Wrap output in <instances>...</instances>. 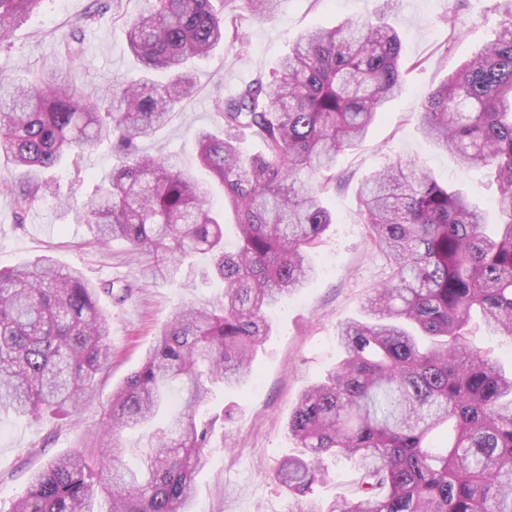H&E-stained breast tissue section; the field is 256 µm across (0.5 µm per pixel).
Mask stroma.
Masks as SVG:
<instances>
[{
    "label": "stroma",
    "mask_w": 512,
    "mask_h": 512,
    "mask_svg": "<svg viewBox=\"0 0 512 512\" xmlns=\"http://www.w3.org/2000/svg\"><path fill=\"white\" fill-rule=\"evenodd\" d=\"M92 9L93 0H43L0 44V68L24 76L59 59L68 24ZM379 12L401 35L403 88L366 139L338 156V183L324 197L334 222L312 251L317 278L269 312L272 331L256 355V379L213 398L229 415L213 433L196 474L194 512H328L336 499L353 498L358 473L346 462L332 467L304 497L286 492L269 472L297 449L288 417L302 391L336 363L337 324L359 317L364 301L389 275L383 256L364 240L357 190L366 177L394 159H411L440 184L467 194L487 220L495 218L497 184L490 170L462 167L452 154L437 149L419 124L426 92L495 38L500 16L489 0H276L270 17L244 25L238 39L225 42L223 49L193 59L196 93L181 103L174 121L141 142V151L196 167L195 132L221 125L216 100L234 94L258 72L276 68L301 32ZM70 71L73 82L93 95L101 93L108 78L138 77L140 66L128 49L123 18L107 13L85 26ZM111 170L112 151L102 143L82 159L64 161L52 176L62 194L82 201ZM93 239L89 226L72 223L55 197H40L18 215L9 198L0 196V271L50 255L95 283L132 287L125 302L99 298L110 324L112 359L77 415L48 413L34 419L0 411V512H10L32 472L102 428L113 390L140 364L174 312L188 303L209 305L222 291L199 274L180 286L162 283L124 242L102 248Z\"/></svg>",
    "instance_id": "1"
}]
</instances>
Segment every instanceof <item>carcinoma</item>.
<instances>
[{"mask_svg": "<svg viewBox=\"0 0 512 512\" xmlns=\"http://www.w3.org/2000/svg\"><path fill=\"white\" fill-rule=\"evenodd\" d=\"M40 2L0 0V44ZM122 2L112 0V12L124 20L140 79L114 78L110 95L94 99L59 64L24 83L0 71V158L19 176L1 180L0 193L18 214L46 193L57 197L73 223L92 226L95 243L124 241L168 285L193 276V258L203 255L204 276L224 291L161 327L113 392L100 436L36 471L11 512H94L96 487L108 512H193L194 474L221 419L199 412L216 389L254 378L271 332L266 311L315 280L309 253L333 224L323 199L336 183V157L359 146L401 87V39L384 18L301 34L272 74L216 102L224 133L196 134L199 162L224 191L219 208L191 171L143 154L139 142L194 93L189 60L267 14L273 0H149L129 17ZM493 8L498 37L427 94L420 125L461 165L494 171L497 223L410 160L388 163L359 188L367 244L390 275L360 317L337 325L340 360L288 419L299 452L270 473L305 496L336 460L353 461L357 494L329 512H512V369L466 340L478 317L512 343V0ZM246 134L259 153L243 154ZM104 141L115 149L108 181L81 204L60 195L46 174ZM102 292L119 302L129 295L110 283L99 289L50 256L0 273V410H79L112 358ZM174 385L184 409L163 424ZM144 427L151 431L133 469L123 434Z\"/></svg>", "mask_w": 512, "mask_h": 512, "instance_id": "cac0c4a2", "label": "carcinoma"}]
</instances>
